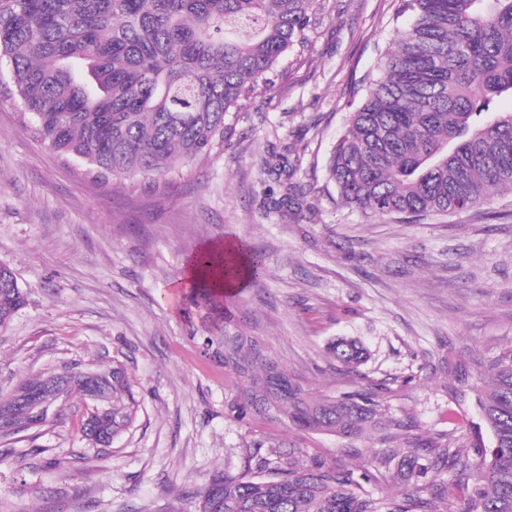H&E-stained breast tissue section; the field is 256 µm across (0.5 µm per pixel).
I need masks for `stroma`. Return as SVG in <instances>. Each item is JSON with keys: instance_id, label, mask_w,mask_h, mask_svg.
<instances>
[{"instance_id": "stroma-1", "label": "stroma", "mask_w": 512, "mask_h": 512, "mask_svg": "<svg viewBox=\"0 0 512 512\" xmlns=\"http://www.w3.org/2000/svg\"><path fill=\"white\" fill-rule=\"evenodd\" d=\"M401 0H325L304 46L286 53L269 91L232 109L221 152L165 176L97 183L85 164L38 141L18 96H0V264L28 301L0 330V398L25 377L125 363L141 393L134 426L109 453L83 439L82 402L54 406L41 427L0 441L38 450L37 468L0 466V512H197L195 491L254 447L300 448L359 470L373 441L304 432L287 419L237 418L228 370L203 354L199 310L178 281L211 241L241 239L267 277L224 305L317 395L385 384V405L429 438L492 445L474 393H453L454 368L512 347V193L466 213L408 222L341 203L327 164L354 87L376 76L410 17ZM284 155L308 186L301 215L274 209ZM337 337L370 358L340 370ZM59 466H52V459Z\"/></svg>"}]
</instances>
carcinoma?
<instances>
[{
  "instance_id": "obj_1",
  "label": "carcinoma",
  "mask_w": 512,
  "mask_h": 512,
  "mask_svg": "<svg viewBox=\"0 0 512 512\" xmlns=\"http://www.w3.org/2000/svg\"><path fill=\"white\" fill-rule=\"evenodd\" d=\"M319 0H0V62L33 133L50 150L90 167L101 182H154L224 148L230 110L273 83L283 55L303 43ZM411 22L381 59L376 78L356 88L348 125L328 161L340 200L378 216L461 213L512 190V112L492 109L512 96V0H402ZM260 168L284 188L273 201L300 214L306 190L291 185L287 162ZM248 282L268 274L264 255L238 240ZM198 265L232 279V256L196 255ZM211 321L202 337L233 374L240 402L231 409L284 416L298 428L355 438L380 433L362 472L345 471L299 448L257 447L237 472L212 475L197 491L199 512H512V347L463 370L494 446L450 445V434L422 439L392 415L374 384L336 398L316 396L253 337L224 318V294L206 282L189 287ZM27 304L12 270L0 265V326ZM347 371L367 361L355 340L329 343ZM64 380L86 400L80 371L22 379L13 395ZM105 410L92 445L106 453L137 417L129 369L112 364L96 391ZM405 436L406 446L395 444ZM36 453L0 455L22 473ZM451 472L448 482L442 475ZM383 477L388 498L365 488Z\"/></svg>"
}]
</instances>
